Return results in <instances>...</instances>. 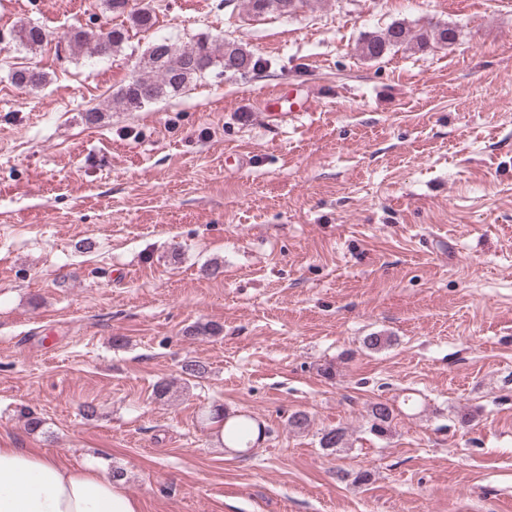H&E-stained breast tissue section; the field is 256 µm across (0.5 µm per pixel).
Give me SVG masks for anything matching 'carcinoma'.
I'll return each mask as SVG.
<instances>
[{"label": "carcinoma", "instance_id": "carcinoma-1", "mask_svg": "<svg viewBox=\"0 0 512 512\" xmlns=\"http://www.w3.org/2000/svg\"><path fill=\"white\" fill-rule=\"evenodd\" d=\"M314 0H246L248 11L255 16L276 12L291 15ZM107 10L119 16H127L130 26L117 24H95L88 29H79L68 36L72 50H85L91 54L106 56L120 47L129 37V28L147 31L155 24V15L150 2L137 4L132 0H104ZM47 35L44 30L31 23H21L13 28L11 42L18 47L33 50L42 45ZM456 40V31L446 25L421 28L413 31L402 23H393L381 32L365 36L361 42V55L378 59L391 49L409 42L425 48L431 44L446 47ZM261 59L236 40L223 39L216 43L199 37L188 44H180L168 38L152 43L143 53L130 80L122 86L114 100L126 111H136L147 104L180 94L188 84L203 80L214 71L245 78L261 69ZM14 83L20 87L37 89L47 81L44 72L32 66H22L12 73ZM222 327L212 322H195L185 329L186 336L213 337L221 333ZM371 434L378 438L386 436L395 419V410L384 401H375L367 409ZM203 420L224 423V445L228 448L249 450L255 446L254 437H262L265 430L254 423L249 415H238L229 419L223 408L216 406L201 414ZM320 448L335 451L347 445V431L343 427L330 428L321 434Z\"/></svg>", "mask_w": 512, "mask_h": 512}]
</instances>
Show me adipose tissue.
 Segmentation results:
<instances>
[{
  "label": "adipose tissue",
  "instance_id": "adipose-tissue-1",
  "mask_svg": "<svg viewBox=\"0 0 512 512\" xmlns=\"http://www.w3.org/2000/svg\"><path fill=\"white\" fill-rule=\"evenodd\" d=\"M0 512H140L122 480L87 462L66 466L49 452L0 447Z\"/></svg>",
  "mask_w": 512,
  "mask_h": 512
}]
</instances>
